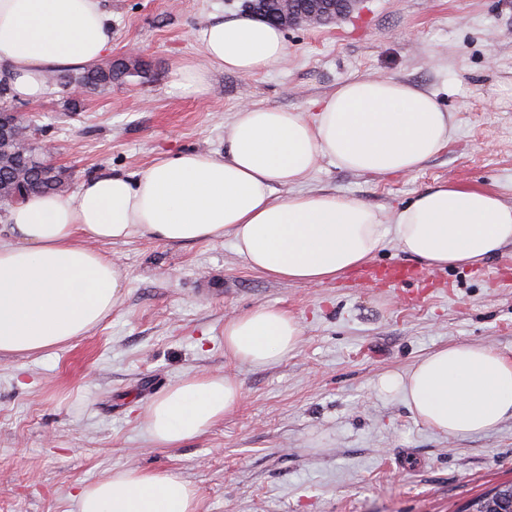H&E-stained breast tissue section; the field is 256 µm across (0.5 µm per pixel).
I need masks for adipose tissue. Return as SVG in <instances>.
<instances>
[{"instance_id":"1","label":"adipose tissue","mask_w":512,"mask_h":512,"mask_svg":"<svg viewBox=\"0 0 512 512\" xmlns=\"http://www.w3.org/2000/svg\"><path fill=\"white\" fill-rule=\"evenodd\" d=\"M197 36L204 64L185 65L174 87L199 92L211 71L268 72L287 54L281 30L258 19L214 18ZM112 51L102 0H0V71L17 99H40L47 73L83 69ZM454 125L433 93L392 78H355L314 105L312 116L242 106L224 153L183 151L125 173L102 167L77 193L37 192L11 208L16 243L0 245V352L30 355L84 335L116 307L124 275L104 243L147 236L161 243L229 238L248 266L275 280L324 284L365 265L394 242L422 269L483 264L512 243V204L492 190L440 182L391 218L342 194L303 191L323 158L376 174L419 171L450 142ZM285 198L274 199L276 189ZM296 317L276 307L224 324L230 358L275 364L301 339ZM434 432L463 438L512 416V358L453 344L421 357L406 375L383 376ZM230 373H197L146 409L156 444L179 447L237 409ZM196 488L169 472L116 468L77 493L78 512H198Z\"/></svg>"}]
</instances>
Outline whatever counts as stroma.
Listing matches in <instances>:
<instances>
[{
    "label": "stroma",
    "instance_id": "1",
    "mask_svg": "<svg viewBox=\"0 0 512 512\" xmlns=\"http://www.w3.org/2000/svg\"><path fill=\"white\" fill-rule=\"evenodd\" d=\"M112 55L137 51L146 77L81 97L61 88L21 111L42 127L71 190L101 166L145 168L184 150L224 152L241 106L311 115L348 80L398 79L452 112L448 147L418 172L356 173L322 160L303 188L353 197L384 215L442 181L496 191L512 203V0H358L335 22L285 29L282 64L241 76L212 71L206 89L173 86L204 61L195 33L244 0H103ZM127 274L112 313L86 335L21 356L0 352V512H77L80 487L114 467L167 470L198 491L199 512H459L512 482V417L451 439L418 421L403 393L379 379L403 374L445 345L512 357V244L483 265L414 277L393 243L371 265H403L396 285L360 271L323 285L273 280L229 241L106 244ZM276 305L303 327L287 358L254 368L224 352V323ZM231 372L242 404L177 448L153 442L144 411L196 373Z\"/></svg>",
    "mask_w": 512,
    "mask_h": 512
}]
</instances>
